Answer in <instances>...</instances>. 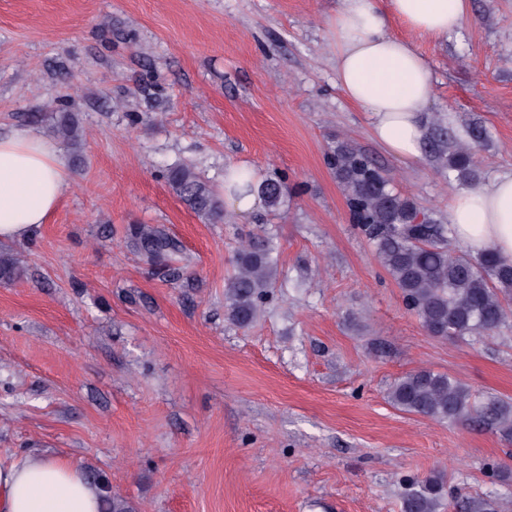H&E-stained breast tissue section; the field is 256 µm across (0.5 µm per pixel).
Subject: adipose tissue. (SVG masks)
<instances>
[{"instance_id":"ef3b65f1","label":"adipose tissue","mask_w":512,"mask_h":512,"mask_svg":"<svg viewBox=\"0 0 512 512\" xmlns=\"http://www.w3.org/2000/svg\"><path fill=\"white\" fill-rule=\"evenodd\" d=\"M469 0H341L330 18L336 74L348 100L372 118L375 139L417 159L420 117L433 95L430 66L414 44L389 30L390 18L415 33L441 37L467 21ZM68 170L60 150L37 131L0 134V241H22L47 222L63 197ZM448 222L471 251L493 249L512 262V174L454 195ZM101 490L58 457L27 455L0 466V512H100Z\"/></svg>"}]
</instances>
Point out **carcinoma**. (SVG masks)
I'll return each instance as SVG.
<instances>
[{
	"instance_id": "1",
	"label": "carcinoma",
	"mask_w": 512,
	"mask_h": 512,
	"mask_svg": "<svg viewBox=\"0 0 512 512\" xmlns=\"http://www.w3.org/2000/svg\"><path fill=\"white\" fill-rule=\"evenodd\" d=\"M53 130L65 141H75L73 114H55ZM448 169L462 183L475 180L473 154L456 144L443 145ZM347 198L353 223L376 247L377 257L400 289L408 310L424 329L442 340H464L474 334L488 335L506 321L512 301V263L488 249L476 256L456 244L446 224L421 212L408 198L395 191L390 179L361 152L347 143L336 146L329 158ZM165 178L197 216L209 223L224 219V204L212 187L188 165L168 169ZM258 192L270 211L278 209L283 185L273 178L245 180ZM131 235L145 256L161 260L173 250L163 234L135 226ZM271 241L254 236L235 258L234 274L225 284L228 316L239 326L251 324L273 285L275 266ZM18 259L0 251V279L21 275ZM398 409L439 422H477L503 438H512V403L497 398L482 399L446 373L418 369L398 379L390 391ZM448 498L454 512H504L505 503L493 494L469 497L458 492L446 476L437 473L408 484L403 512H438ZM109 512H134L130 502L104 488Z\"/></svg>"
}]
</instances>
